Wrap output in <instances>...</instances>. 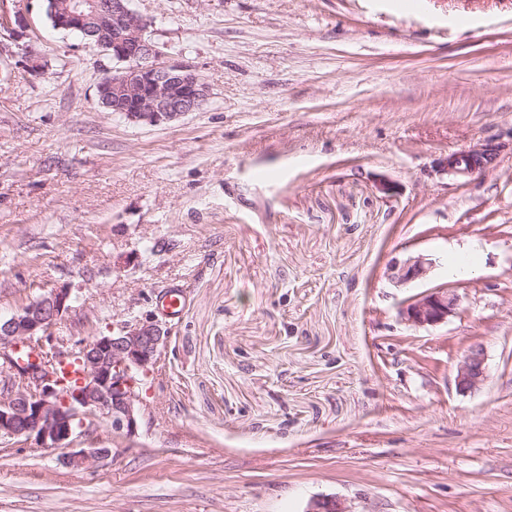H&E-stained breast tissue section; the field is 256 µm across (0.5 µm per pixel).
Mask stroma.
Segmentation results:
<instances>
[{
	"label": "stroma",
	"instance_id": "obj_1",
	"mask_svg": "<svg viewBox=\"0 0 512 512\" xmlns=\"http://www.w3.org/2000/svg\"><path fill=\"white\" fill-rule=\"evenodd\" d=\"M131 6L204 78L198 111L104 110L113 60L53 29L44 0H0L29 22L20 41L0 27V318L66 285L53 332L88 339L183 296L137 433L90 428L73 447L110 456L82 469L0 443V512H305L326 495L512 512V151L467 179L437 167L512 140V0ZM416 253L430 277L391 287ZM439 286L454 317L400 323ZM476 342L489 377L462 394ZM433 266V260L424 254L410 255L405 259H393L387 268L386 277L393 287L403 288L427 278Z\"/></svg>",
	"mask_w": 512,
	"mask_h": 512
}]
</instances>
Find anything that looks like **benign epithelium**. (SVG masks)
Segmentation results:
<instances>
[{"label": "benign epithelium", "instance_id": "1", "mask_svg": "<svg viewBox=\"0 0 512 512\" xmlns=\"http://www.w3.org/2000/svg\"><path fill=\"white\" fill-rule=\"evenodd\" d=\"M131 0H69L53 8L58 29L90 32L94 25L112 29V59L122 67L107 69L97 85L98 97L112 101V109L132 123L157 125L195 112L208 96V86L188 66L162 60L149 36L151 22L130 7ZM0 26L21 39L27 17H0ZM503 145L494 139L478 141L448 154L441 170L467 178L491 167ZM434 266L424 254L390 262L386 277L395 288L427 278ZM72 288H49L11 317L0 319V441L33 442L43 448L71 445L87 429V422H106L115 433H137L144 401L142 384L157 364L169 329L149 314L125 321L90 340L70 342L67 350L47 347L53 326L73 307ZM458 295L434 288L412 297L400 310L403 323L436 326L458 309ZM77 359L80 376L64 388L56 361ZM488 379L486 353L471 344L455 377L460 393L479 391ZM109 449L82 448L67 457L79 469L104 463ZM306 512H353L336 497H316Z\"/></svg>", "mask_w": 512, "mask_h": 512}]
</instances>
